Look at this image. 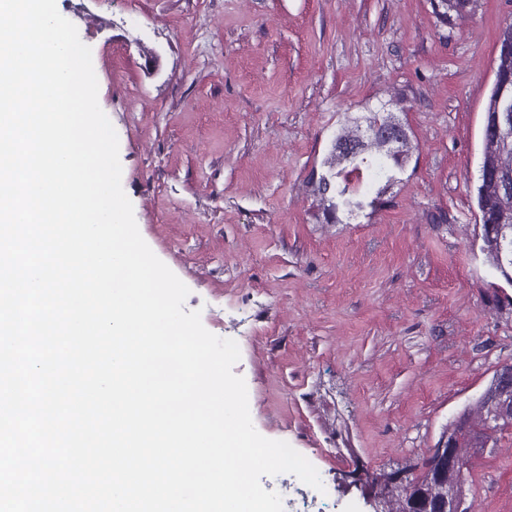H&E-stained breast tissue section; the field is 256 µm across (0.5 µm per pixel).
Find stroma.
<instances>
[{
  "mask_svg": "<svg viewBox=\"0 0 512 512\" xmlns=\"http://www.w3.org/2000/svg\"><path fill=\"white\" fill-rule=\"evenodd\" d=\"M92 51L139 231L235 340L249 410L323 490L262 477L284 512H367L512 363V286L475 198L512 0H56ZM387 111L414 150L381 205L328 212L347 118ZM471 512H512V430L472 458Z\"/></svg>",
  "mask_w": 512,
  "mask_h": 512,
  "instance_id": "1",
  "label": "stroma"
}]
</instances>
